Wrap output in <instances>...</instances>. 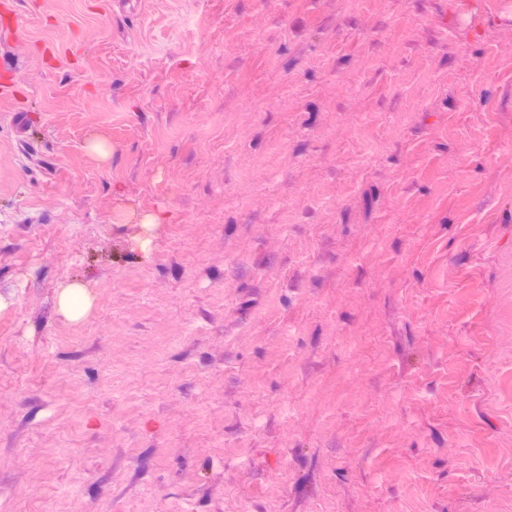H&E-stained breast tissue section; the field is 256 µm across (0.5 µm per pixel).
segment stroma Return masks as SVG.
<instances>
[{"label":"stroma","instance_id":"stroma-1","mask_svg":"<svg viewBox=\"0 0 512 512\" xmlns=\"http://www.w3.org/2000/svg\"><path fill=\"white\" fill-rule=\"evenodd\" d=\"M11 25L0 512H512V0Z\"/></svg>","mask_w":512,"mask_h":512}]
</instances>
